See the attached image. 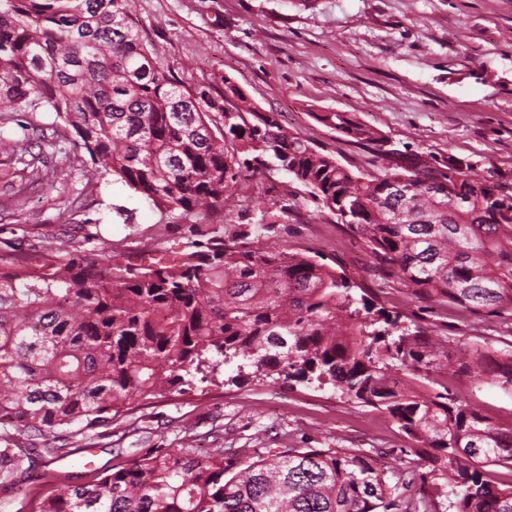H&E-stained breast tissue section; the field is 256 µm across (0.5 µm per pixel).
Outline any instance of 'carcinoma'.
I'll return each instance as SVG.
<instances>
[{
    "label": "carcinoma",
    "mask_w": 512,
    "mask_h": 512,
    "mask_svg": "<svg viewBox=\"0 0 512 512\" xmlns=\"http://www.w3.org/2000/svg\"><path fill=\"white\" fill-rule=\"evenodd\" d=\"M135 0H0V105L38 102L74 131L88 179L115 176L161 211L202 224L233 198L243 173L269 161L347 225L379 268L414 297L468 312L512 307V192L461 159L416 156L363 175L324 154L274 112H258L231 78L223 101L184 87L153 56ZM233 109L226 116L224 109ZM316 119L387 158L381 131L347 112ZM29 139L0 136L21 156ZM413 178L407 195L392 182ZM288 209L260 210L249 233ZM426 331L356 296L343 273L302 249L169 252L123 264L104 250L40 270L0 257V428L93 429L132 405L184 394L221 365L285 383L330 385L387 412L411 452L443 478L455 512H512V426L491 424L426 386L438 365ZM475 381L512 387V354L477 348ZM403 374H398V371ZM0 448V485L26 497L32 448ZM406 469L351 448H281L256 461L219 448L200 459L162 449L93 484L38 500L32 512H438L406 495Z\"/></svg>",
    "instance_id": "obj_1"
}]
</instances>
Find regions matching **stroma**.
Listing matches in <instances>:
<instances>
[{
  "instance_id": "stroma-1",
  "label": "stroma",
  "mask_w": 512,
  "mask_h": 512,
  "mask_svg": "<svg viewBox=\"0 0 512 512\" xmlns=\"http://www.w3.org/2000/svg\"><path fill=\"white\" fill-rule=\"evenodd\" d=\"M136 18L155 57L185 87L224 93L228 76L283 126L355 172L388 162L316 120L349 112L380 129L404 157L455 156L512 187V0H137ZM0 134L31 141L23 156L0 154V254L38 266L59 256L95 258L112 248L132 263L164 250L236 241L246 248L305 249L365 288L401 324L420 325L455 361L449 376L430 372L489 422L512 425V392L474 382L472 349L512 354V311L471 313L413 299L386 277L346 225L318 207L282 171L260 168L238 182L236 204L199 229L159 212L120 181L86 183L88 153L71 128L42 107L0 108ZM41 169L44 180L27 179ZM287 207L285 223L264 237L240 238L259 208ZM25 448L54 444L69 453L34 458L30 497L91 482L160 448H218L265 454L271 448L382 450L396 467L410 440L387 413L347 402L329 386L238 378L235 365L196 380L185 394L134 405L122 418L83 433L24 432Z\"/></svg>"
}]
</instances>
